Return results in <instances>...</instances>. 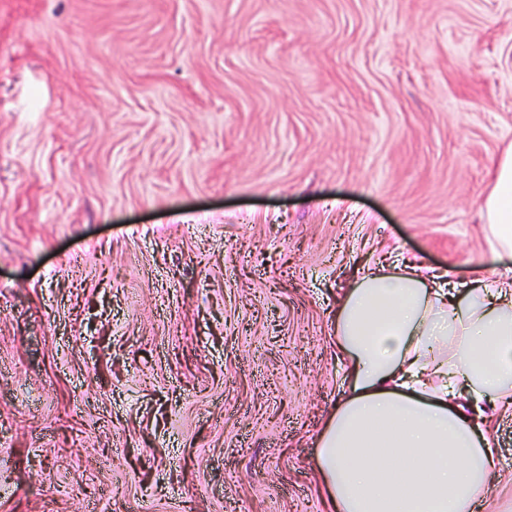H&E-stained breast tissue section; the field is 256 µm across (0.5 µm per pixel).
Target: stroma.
<instances>
[{
  "label": "stroma",
  "instance_id": "stroma-1",
  "mask_svg": "<svg viewBox=\"0 0 512 512\" xmlns=\"http://www.w3.org/2000/svg\"><path fill=\"white\" fill-rule=\"evenodd\" d=\"M511 145L512 0H0V512H325L340 295Z\"/></svg>",
  "mask_w": 512,
  "mask_h": 512
}]
</instances>
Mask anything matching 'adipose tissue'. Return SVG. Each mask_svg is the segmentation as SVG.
<instances>
[{
	"mask_svg": "<svg viewBox=\"0 0 512 512\" xmlns=\"http://www.w3.org/2000/svg\"><path fill=\"white\" fill-rule=\"evenodd\" d=\"M482 210V279L370 270L337 303L347 397L315 461L333 512H468L490 486L485 405H512V272L496 265L512 255V148Z\"/></svg>",
	"mask_w": 512,
	"mask_h": 512,
	"instance_id": "ef3b65f1",
	"label": "adipose tissue"
}]
</instances>
